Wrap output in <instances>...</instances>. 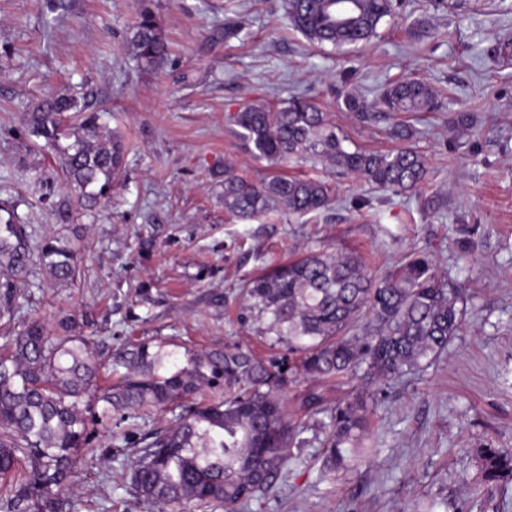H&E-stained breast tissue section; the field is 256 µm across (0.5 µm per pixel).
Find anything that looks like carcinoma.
Listing matches in <instances>:
<instances>
[{"label":"carcinoma","mask_w":512,"mask_h":512,"mask_svg":"<svg viewBox=\"0 0 512 512\" xmlns=\"http://www.w3.org/2000/svg\"><path fill=\"white\" fill-rule=\"evenodd\" d=\"M150 2L139 0L127 37L129 55L147 73L169 58ZM334 3L284 0V10L310 43L341 49L371 41L400 7L398 0H356L353 20L338 24ZM381 104L413 116L433 111L436 93L421 79H404L386 86ZM227 123L247 152L271 165L314 160L394 195L415 191L427 175L410 126H392L397 146L390 150L351 149L305 95L276 108L246 104ZM23 125L28 141L55 152L64 183L75 193L74 202L43 193L56 223H70L76 207L91 213L111 205L127 148L86 98L59 92L30 105ZM329 203L319 179L252 182L224 165V210L237 217L260 218L282 206L302 215ZM83 264L72 239L38 238L13 206L0 204V327L10 331L0 345V512H74L69 487L83 463L112 455V440L131 444L132 436L115 434L112 424L136 410L162 411L221 381L241 392L194 403L143 439L130 468H111L106 479L130 485L153 512L212 506L239 512L273 488L301 434L281 402L287 384L349 373L388 384L440 357L464 325L461 291L429 258L415 255L377 279L359 255L324 251L280 264L245 287L240 320L264 323V333L299 355L285 370L240 348L187 351L181 358L167 342L144 340L103 353L87 334L94 319L86 312L59 316L53 326L39 317L16 322L28 302L23 281L39 272L54 284H74ZM366 312L364 327L353 329ZM114 372L119 379L112 384ZM369 408L361 393L325 408L327 469L362 455ZM479 457V483L512 478V449L481 448Z\"/></svg>","instance_id":"obj_1"}]
</instances>
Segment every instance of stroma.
Listing matches in <instances>:
<instances>
[{
    "label": "stroma",
    "instance_id": "1",
    "mask_svg": "<svg viewBox=\"0 0 512 512\" xmlns=\"http://www.w3.org/2000/svg\"><path fill=\"white\" fill-rule=\"evenodd\" d=\"M0 0V199L37 234L78 236L85 274L75 286L28 278L27 311L45 319L89 312L105 346L168 339L194 352L240 347L259 359L288 360L286 345L238 320L240 289L263 271L310 251L360 254L371 275L396 271L412 255L430 258L466 299L464 327L428 368L386 385L348 378L304 380L282 399L302 433L269 494L241 512H512V482L478 485L476 449L512 448V0H403L368 45L316 47L293 31L282 0H154L169 43L168 63L138 71L126 35L137 0ZM239 27L211 42L214 11ZM369 119L337 105L339 74ZM421 78L438 93L417 114L414 140L428 175L414 194L392 196L313 162L277 167L255 160L226 124L242 104L313 98L350 147L391 148L397 116L379 97L391 81ZM71 88L92 95L103 121L124 139L127 179L110 210L58 224L39 202V180L68 195L50 151L27 150V107ZM470 114L472 126L456 124ZM232 162L246 178L287 173L324 180L332 203L318 213L273 212L241 220L224 211L218 177ZM475 226L470 237L460 225ZM153 248L140 249L141 239ZM376 403L365 462L326 471L325 414L303 409L310 392L325 404L361 390ZM94 460L70 492L78 512H146L128 488L108 483L111 463Z\"/></svg>",
    "mask_w": 512,
    "mask_h": 512
}]
</instances>
